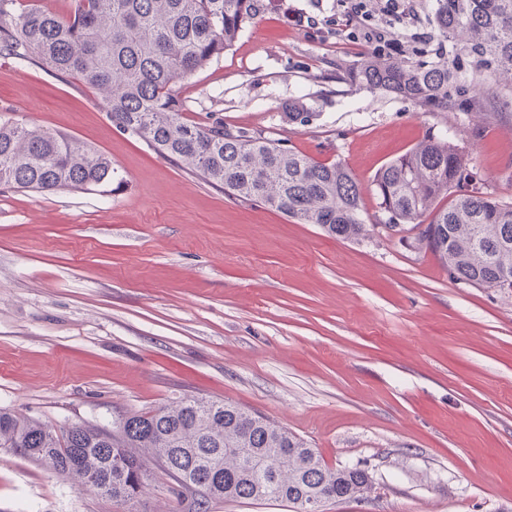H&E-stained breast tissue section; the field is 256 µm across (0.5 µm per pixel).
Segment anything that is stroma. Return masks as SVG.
Here are the masks:
<instances>
[{
    "mask_svg": "<svg viewBox=\"0 0 512 512\" xmlns=\"http://www.w3.org/2000/svg\"><path fill=\"white\" fill-rule=\"evenodd\" d=\"M262 5L176 84L184 120L343 162L371 218L377 170L444 132L512 201V105L433 112L324 79L359 58L325 24L334 0ZM294 99L318 120L289 123ZM0 115L93 146L122 177L0 185V409L60 431L229 400L368 472V499L324 512H512V292L451 282L381 226L350 242L243 204L116 129L96 90L1 56ZM168 484L153 468L120 505L0 449V512H179Z\"/></svg>",
    "mask_w": 512,
    "mask_h": 512,
    "instance_id": "1",
    "label": "stroma"
}]
</instances>
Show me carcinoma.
<instances>
[{
    "instance_id": "cac0c4a2",
    "label": "carcinoma",
    "mask_w": 512,
    "mask_h": 512,
    "mask_svg": "<svg viewBox=\"0 0 512 512\" xmlns=\"http://www.w3.org/2000/svg\"><path fill=\"white\" fill-rule=\"evenodd\" d=\"M432 43L401 58L367 51L337 80L406 98L429 111L497 112L512 99V0H419ZM262 9L260 0H72L61 17L36 0H0V55L72 77L102 94L112 124L179 167L251 205L360 242L361 187L341 162L282 140L233 131L219 118L188 123L174 86L220 58ZM319 116L300 100L288 121ZM112 157L70 137L0 120V185L37 192L93 191L118 179ZM384 227L423 223L408 246L429 251L453 282L512 290V202L477 186L474 165L445 135H429L374 176ZM0 448L116 502L133 500L150 465L173 481L181 512L215 499L360 500L366 470L328 466L287 429L229 401L181 400L136 413L113 431L48 426L0 409ZM199 495L187 493L188 486Z\"/></svg>"
}]
</instances>
